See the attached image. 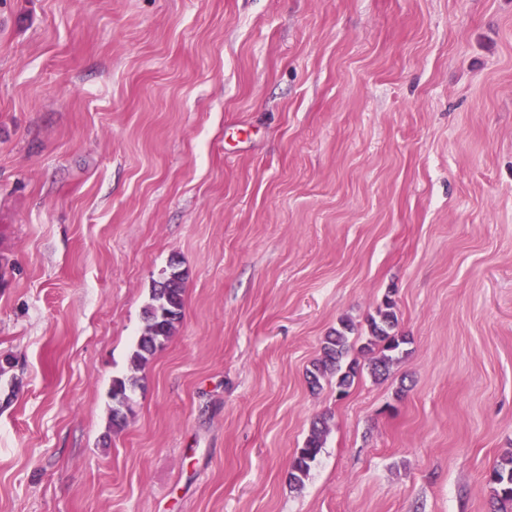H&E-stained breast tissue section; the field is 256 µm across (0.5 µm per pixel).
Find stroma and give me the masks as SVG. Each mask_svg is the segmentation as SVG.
I'll list each match as a JSON object with an SVG mask.
<instances>
[{
	"label": "stroma",
	"instance_id": "obj_1",
	"mask_svg": "<svg viewBox=\"0 0 512 512\" xmlns=\"http://www.w3.org/2000/svg\"><path fill=\"white\" fill-rule=\"evenodd\" d=\"M510 452L512 0H0V512H488ZM183 280L180 272L176 280L163 278L154 283L144 311L145 328L138 336L130 356L132 371L143 369L163 349L180 324L184 308ZM394 306V301L386 298L377 308L376 316H371L367 321L369 335L366 342L357 349L358 353L373 354L380 347L379 354L370 360V372L375 378L384 377L390 371L402 345L409 343L407 336L396 332ZM355 329L351 320L343 319L324 337L321 357L313 364L314 370L309 371L308 382L312 389L320 387L321 377L336 375L338 392L341 395L347 393L361 370L357 358L352 357L355 346L350 335ZM137 382L138 379L134 375L113 378L110 388L112 426L120 427L126 423L124 409L132 401V393L137 386ZM328 432L327 422L321 418L311 422L308 434L301 448H297L288 470V484L301 488L308 479L312 464L323 448Z\"/></svg>",
	"mask_w": 512,
	"mask_h": 512
}]
</instances>
